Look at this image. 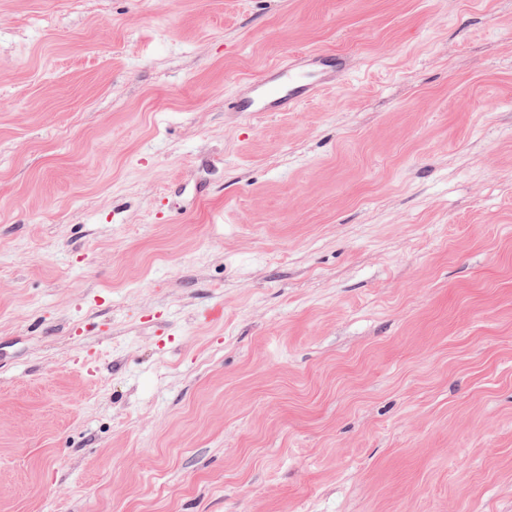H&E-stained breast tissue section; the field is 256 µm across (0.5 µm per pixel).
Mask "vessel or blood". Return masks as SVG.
I'll use <instances>...</instances> for the list:
<instances>
[{"mask_svg": "<svg viewBox=\"0 0 512 512\" xmlns=\"http://www.w3.org/2000/svg\"><path fill=\"white\" fill-rule=\"evenodd\" d=\"M353 58L329 59L321 53L298 54L242 86L233 101L236 112H290L318 92L333 86L337 70L352 71Z\"/></svg>", "mask_w": 512, "mask_h": 512, "instance_id": "b4317fda", "label": "vessel or blood"}]
</instances>
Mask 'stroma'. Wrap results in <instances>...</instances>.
<instances>
[{
    "instance_id": "stroma-1",
    "label": "stroma",
    "mask_w": 512,
    "mask_h": 512,
    "mask_svg": "<svg viewBox=\"0 0 512 512\" xmlns=\"http://www.w3.org/2000/svg\"><path fill=\"white\" fill-rule=\"evenodd\" d=\"M0 512H512V0H0ZM343 64L342 74L352 71L353 57H345ZM339 69L340 63L323 53H300L288 64L274 67L242 86L232 109L234 112H291L300 103L333 86L342 75L335 74Z\"/></svg>"
}]
</instances>
